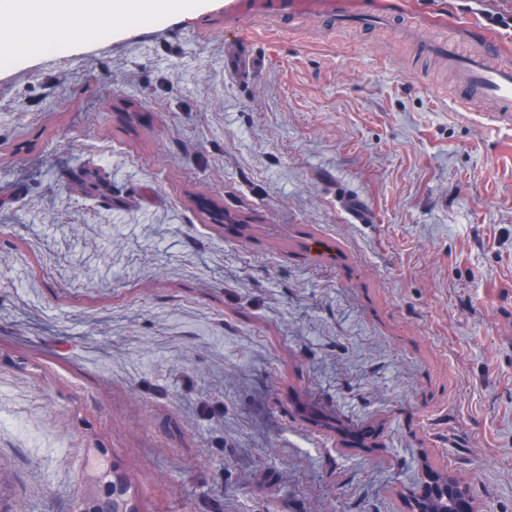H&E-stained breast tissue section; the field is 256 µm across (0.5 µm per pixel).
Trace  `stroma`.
Returning a JSON list of instances; mask_svg holds the SVG:
<instances>
[{
  "label": "stroma",
  "instance_id": "1",
  "mask_svg": "<svg viewBox=\"0 0 512 512\" xmlns=\"http://www.w3.org/2000/svg\"><path fill=\"white\" fill-rule=\"evenodd\" d=\"M385 24L214 0L0 63V501L71 512H512V125L424 44L512 59V0ZM248 217L244 230L209 207ZM217 14L224 17L226 34H232L233 52L238 58L236 67L229 72L237 79L249 78L257 69L255 56L246 50V41L239 35L240 23L252 16L262 15L274 22L281 23L288 15L294 23L309 17H330L337 28L352 22L383 23L388 13L365 14L358 12L353 0H219ZM296 20V21H295ZM110 488L109 495L102 496L101 488ZM80 500H88L96 505L94 511H74ZM71 512H140L138 495L132 476L112 465V472L90 468L84 475V490L73 503Z\"/></svg>",
  "mask_w": 512,
  "mask_h": 512
}]
</instances>
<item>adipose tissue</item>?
Returning a JSON list of instances; mask_svg holds the SVG:
<instances>
[{"mask_svg": "<svg viewBox=\"0 0 512 512\" xmlns=\"http://www.w3.org/2000/svg\"><path fill=\"white\" fill-rule=\"evenodd\" d=\"M190 0H0V14L23 19L26 30L0 31L12 58L28 57L49 41L97 28L105 18L146 22L190 8Z\"/></svg>", "mask_w": 512, "mask_h": 512, "instance_id": "obj_1", "label": "adipose tissue"}]
</instances>
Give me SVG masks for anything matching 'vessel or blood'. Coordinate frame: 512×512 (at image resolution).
<instances>
[{"mask_svg":"<svg viewBox=\"0 0 512 512\" xmlns=\"http://www.w3.org/2000/svg\"><path fill=\"white\" fill-rule=\"evenodd\" d=\"M218 13L224 19L226 33L232 34V48L238 58L233 75L240 80L249 78L257 69L254 55L246 49L245 40L239 37L241 22L249 17L262 15L274 22H281L283 16L293 20L309 17L332 18L336 26L352 22L381 23L387 21V14H365L358 12L353 0H219ZM431 54L447 56L450 66L461 70L465 76L462 95L476 101L491 99L498 103L502 119L512 118V62L497 58L492 42H484L477 53H460L454 41L427 45Z\"/></svg>","mask_w":512,"mask_h":512,"instance_id":"1","label":"vessel or blood"}]
</instances>
